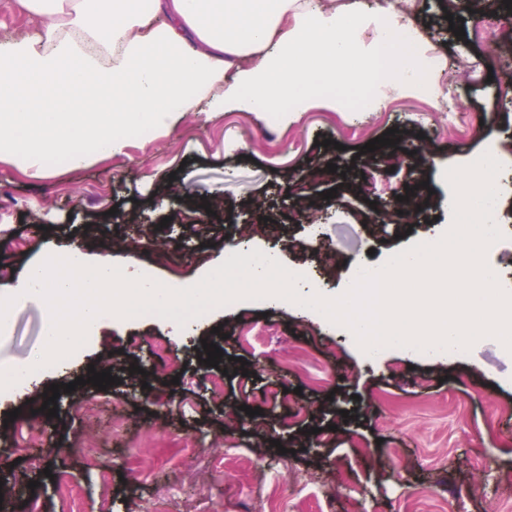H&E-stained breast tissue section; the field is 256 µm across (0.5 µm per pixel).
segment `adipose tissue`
<instances>
[{
    "label": "adipose tissue",
    "instance_id": "obj_1",
    "mask_svg": "<svg viewBox=\"0 0 512 512\" xmlns=\"http://www.w3.org/2000/svg\"><path fill=\"white\" fill-rule=\"evenodd\" d=\"M37 36L0 38V160L79 169L121 154L127 131L207 109L297 120L337 85L400 89L421 57L376 41L352 60L347 0H17ZM165 16L155 26L154 16Z\"/></svg>",
    "mask_w": 512,
    "mask_h": 512
}]
</instances>
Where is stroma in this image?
Segmentation results:
<instances>
[{"instance_id":"1","label":"stroma","mask_w":512,"mask_h":512,"mask_svg":"<svg viewBox=\"0 0 512 512\" xmlns=\"http://www.w3.org/2000/svg\"><path fill=\"white\" fill-rule=\"evenodd\" d=\"M474 7L413 0L398 8L423 53L442 64L430 84L388 93L376 111L365 103L381 93L366 83L288 124L272 114L190 113L165 132L132 133L125 154L74 171L53 157L46 173L0 161V278L21 277L52 250L96 254L91 238L108 234L114 259L135 241L148 275L184 285L222 257L241 226L261 223L254 248L279 252L329 292L348 287L361 265L449 227L445 168L492 148L512 187V104L503 101L512 26H496L504 54L492 62ZM391 129L398 142L365 151ZM331 163L336 172H327ZM199 195L210 199L204 218L193 204ZM416 200L422 209L411 223L386 220ZM501 222L505 238L487 262L510 292L512 194ZM48 325L39 307L15 303L0 327V365L23 364ZM207 343L222 352L217 366L202 361ZM92 368L117 383L76 385ZM69 383L76 389L60 393L56 416L30 429L27 406ZM114 399L141 433L127 448L110 420L84 417ZM249 406L260 415H246ZM200 435L211 447H193ZM91 448L105 449L101 465L113 477L105 505L87 492ZM174 468L194 481L169 483ZM260 470L266 493L287 497V512H512V354L487 338L457 356L390 349L371 358L345 328L248 301L180 336L154 315L102 323L64 366L0 396V486L13 489L16 512H139L148 499L177 512L210 496L218 512H264L249 494Z\"/></svg>"}]
</instances>
